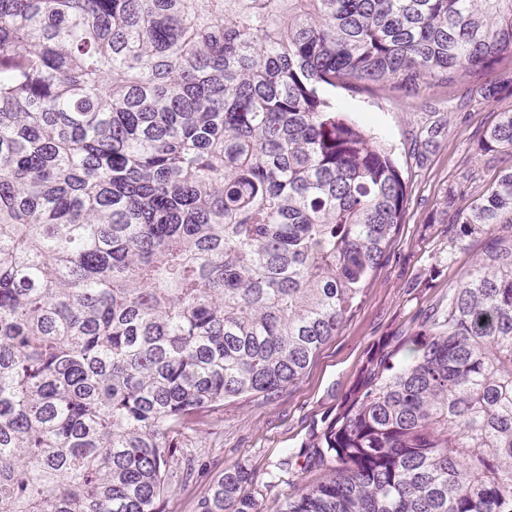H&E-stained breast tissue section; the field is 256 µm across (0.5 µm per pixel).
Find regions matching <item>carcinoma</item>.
Instances as JSON below:
<instances>
[{
	"label": "carcinoma",
	"mask_w": 512,
	"mask_h": 512,
	"mask_svg": "<svg viewBox=\"0 0 512 512\" xmlns=\"http://www.w3.org/2000/svg\"><path fill=\"white\" fill-rule=\"evenodd\" d=\"M512 56V0H0V512H161L199 418L275 399L407 204L323 97ZM479 155L512 153V111ZM512 227V165L458 215ZM279 512H512V238L370 352ZM232 464L198 512H262Z\"/></svg>",
	"instance_id": "cac0c4a2"
}]
</instances>
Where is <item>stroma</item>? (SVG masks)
Here are the masks:
<instances>
[{"mask_svg": "<svg viewBox=\"0 0 512 512\" xmlns=\"http://www.w3.org/2000/svg\"><path fill=\"white\" fill-rule=\"evenodd\" d=\"M323 95L391 150L408 185L406 210L360 308L298 383L277 399L249 398L202 417L198 432L189 436L195 473L170 483L163 512H196L198 501L233 463L255 474L263 512H278L288 494L320 480L321 470L281 471L277 464L298 452L313 424L335 410L368 352L397 343L415 330L422 314L443 309L449 289L493 244L486 234L457 238L443 201L456 191L455 207L465 209L500 168L512 164L508 154L476 153L498 113L512 111V57L483 78L464 77L408 97L385 86L328 87Z\"/></svg>", "mask_w": 512, "mask_h": 512, "instance_id": "stroma-1", "label": "stroma"}]
</instances>
